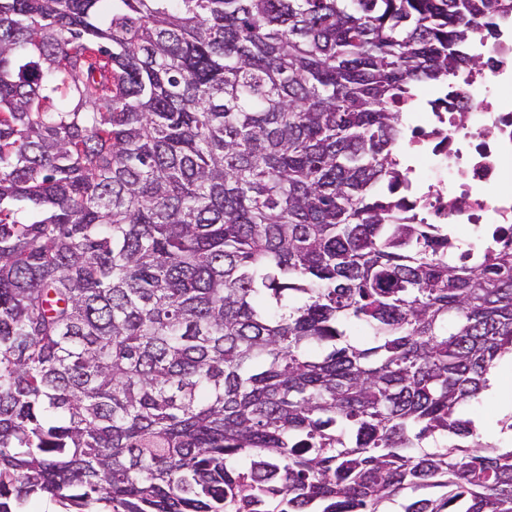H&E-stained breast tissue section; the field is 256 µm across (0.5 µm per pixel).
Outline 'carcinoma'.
Wrapping results in <instances>:
<instances>
[{
  "label": "carcinoma",
  "instance_id": "1",
  "mask_svg": "<svg viewBox=\"0 0 512 512\" xmlns=\"http://www.w3.org/2000/svg\"><path fill=\"white\" fill-rule=\"evenodd\" d=\"M511 13L0 0V512H512V224L398 221L399 105ZM501 406V402L497 398L486 394L483 404L472 408L469 415L479 423L480 429L484 433L481 428L482 424L497 423L499 425L498 422L500 421L499 417L501 413Z\"/></svg>",
  "mask_w": 512,
  "mask_h": 512
}]
</instances>
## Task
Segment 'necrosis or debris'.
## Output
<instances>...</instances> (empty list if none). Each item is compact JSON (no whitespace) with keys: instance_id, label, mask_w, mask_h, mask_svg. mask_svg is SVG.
Returning a JSON list of instances; mask_svg holds the SVG:
<instances>
[{"instance_id":"obj_1","label":"necrosis or debris","mask_w":512,"mask_h":512,"mask_svg":"<svg viewBox=\"0 0 512 512\" xmlns=\"http://www.w3.org/2000/svg\"><path fill=\"white\" fill-rule=\"evenodd\" d=\"M496 25L468 47L481 70L426 91L400 142L418 186L417 223L465 225L473 241L512 223V16Z\"/></svg>"}]
</instances>
